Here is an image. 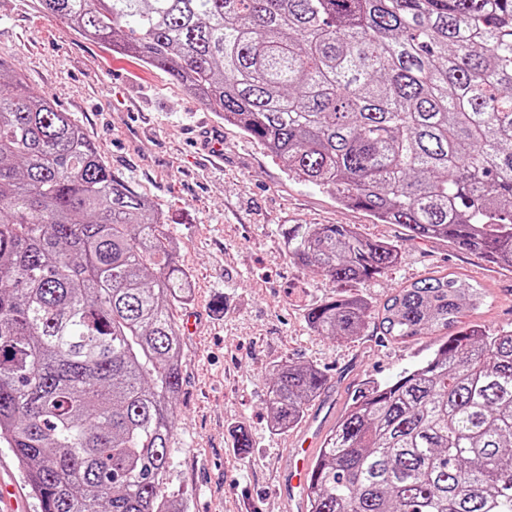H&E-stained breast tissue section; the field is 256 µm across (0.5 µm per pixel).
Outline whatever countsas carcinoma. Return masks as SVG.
<instances>
[{
  "label": "carcinoma",
  "mask_w": 512,
  "mask_h": 512,
  "mask_svg": "<svg viewBox=\"0 0 512 512\" xmlns=\"http://www.w3.org/2000/svg\"><path fill=\"white\" fill-rule=\"evenodd\" d=\"M84 39L164 71L288 175L383 224L512 268V0H38ZM288 257L346 284L396 245L291 224ZM155 203L0 60V442L41 512H183L166 484L192 280ZM474 305L425 277L379 311L336 295L319 336L372 314L404 339ZM270 373L273 427L322 391ZM308 512H512V330L461 327L394 382L358 391L311 463Z\"/></svg>",
  "instance_id": "obj_1"
}]
</instances>
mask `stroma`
I'll return each mask as SVG.
<instances>
[{"label":"stroma","instance_id":"obj_1","mask_svg":"<svg viewBox=\"0 0 512 512\" xmlns=\"http://www.w3.org/2000/svg\"><path fill=\"white\" fill-rule=\"evenodd\" d=\"M0 60L46 92L82 125L112 173L158 204L178 263L193 289L177 308L183 332V386L171 442L169 489L184 512H287L280 467L306 434L325 438L363 383H385L437 349L445 330L392 339L367 328L331 340L306 313L336 292L288 256L291 224H350L397 245L400 259L381 278L346 286L374 308L427 276L458 277L479 294L461 320L512 329V270L442 239H416L399 224L376 223L315 185L289 178L280 162L237 127L141 61L111 53L50 20L33 0H0ZM222 143L210 163L203 139ZM312 364L326 383L302 423L271 428L268 378L283 362ZM246 431L252 445L241 448Z\"/></svg>","mask_w":512,"mask_h":512}]
</instances>
